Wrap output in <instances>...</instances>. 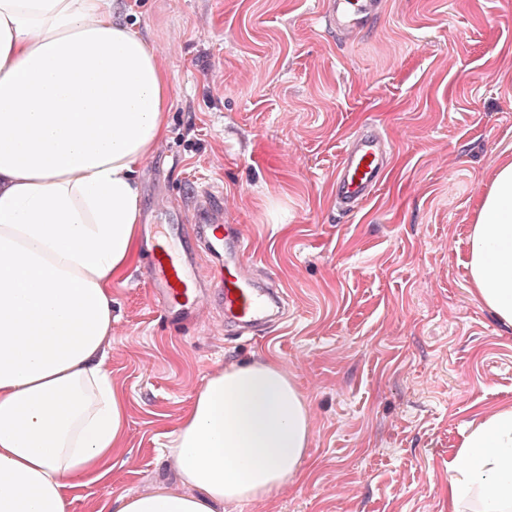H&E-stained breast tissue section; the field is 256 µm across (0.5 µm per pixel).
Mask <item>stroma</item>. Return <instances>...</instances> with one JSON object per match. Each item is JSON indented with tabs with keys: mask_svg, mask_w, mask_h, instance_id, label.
Here are the masks:
<instances>
[{
	"mask_svg": "<svg viewBox=\"0 0 512 512\" xmlns=\"http://www.w3.org/2000/svg\"><path fill=\"white\" fill-rule=\"evenodd\" d=\"M171 82L166 137L138 169L141 217L165 224L224 194L255 277L288 317L240 336L206 301L166 321L139 277L112 285L107 365L128 403L125 451L69 512L184 487L162 450L205 379L261 355L304 394V476L223 512H448V462L512 404V328L469 292L470 228L512 158V0H386L344 42L330 0H117ZM372 123L393 168L357 213L332 193L347 137Z\"/></svg>",
	"mask_w": 512,
	"mask_h": 512,
	"instance_id": "35a3bbf8",
	"label": "stroma"
}]
</instances>
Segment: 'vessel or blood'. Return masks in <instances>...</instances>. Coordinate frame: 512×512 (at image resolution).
Here are the masks:
<instances>
[{
  "label": "vessel or blood",
  "instance_id": "obj_1",
  "mask_svg": "<svg viewBox=\"0 0 512 512\" xmlns=\"http://www.w3.org/2000/svg\"><path fill=\"white\" fill-rule=\"evenodd\" d=\"M384 8V0H334L323 19L328 28L349 40L378 19ZM393 154V142L374 127H365L350 137L333 181L337 210L349 214L369 201L385 181ZM200 246L219 261L212 286L228 322L246 329L282 318L280 287L272 281L259 286L245 261L250 244L241 225H225L220 236L193 234L179 214L164 227L150 225L145 238L149 253L145 275L165 317L187 320L200 304L196 266Z\"/></svg>",
  "mask_w": 512,
  "mask_h": 512
}]
</instances>
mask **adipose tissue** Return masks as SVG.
Returning <instances> with one entry per match:
<instances>
[{"mask_svg": "<svg viewBox=\"0 0 512 512\" xmlns=\"http://www.w3.org/2000/svg\"><path fill=\"white\" fill-rule=\"evenodd\" d=\"M170 81L114 0H0V512H68L123 452L106 364L112 284L138 256L137 171L168 131ZM469 291L512 327V159L472 226ZM308 405L278 359L214 371L172 433L184 494L114 512H217L300 475ZM512 512V406L448 465V512Z\"/></svg>", "mask_w": 512, "mask_h": 512, "instance_id": "adipose-tissue-1", "label": "adipose tissue"}]
</instances>
